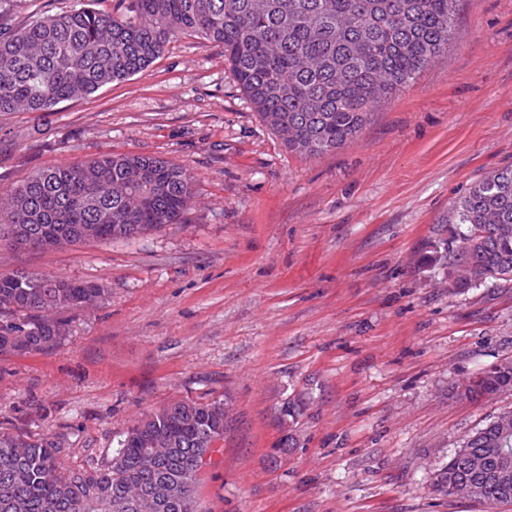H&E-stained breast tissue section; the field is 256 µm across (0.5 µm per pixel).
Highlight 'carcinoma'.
Here are the masks:
<instances>
[{"mask_svg": "<svg viewBox=\"0 0 512 512\" xmlns=\"http://www.w3.org/2000/svg\"><path fill=\"white\" fill-rule=\"evenodd\" d=\"M457 0H115L110 11L72 8L15 28L0 19V112H50L148 67L173 38L224 47L239 88L288 151L341 148L381 100L448 50ZM185 168L138 154L40 170L10 190L0 246L32 236L34 249L131 239L178 224L193 203ZM417 268L455 291L512 280V167L475 182L419 251ZM104 289L82 281L0 272V355L52 349L62 323ZM512 391V364L469 380L470 398ZM224 401H176L127 428L103 469L64 467L55 437L0 436V512H137L140 485L156 512H198L194 460L224 439ZM512 411L479 428L437 473L436 487L491 508L512 505Z\"/></svg>", "mask_w": 512, "mask_h": 512, "instance_id": "cac0c4a2", "label": "carcinoma"}]
</instances>
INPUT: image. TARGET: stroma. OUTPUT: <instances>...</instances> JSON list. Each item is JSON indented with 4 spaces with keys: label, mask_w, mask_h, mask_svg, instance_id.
Instances as JSON below:
<instances>
[{
    "label": "stroma",
    "mask_w": 512,
    "mask_h": 512,
    "mask_svg": "<svg viewBox=\"0 0 512 512\" xmlns=\"http://www.w3.org/2000/svg\"><path fill=\"white\" fill-rule=\"evenodd\" d=\"M138 153L183 166V221L133 240L0 250L104 288L63 343L0 356V430L55 435L72 468L174 400L231 420L201 512H490L435 472L512 392L458 387L512 362V280L457 292L414 256L453 202L512 165V0H459L455 33L361 134L288 152L223 47L168 43L142 72L51 112H0V192L37 171Z\"/></svg>",
    "instance_id": "35a3bbf8"
}]
</instances>
